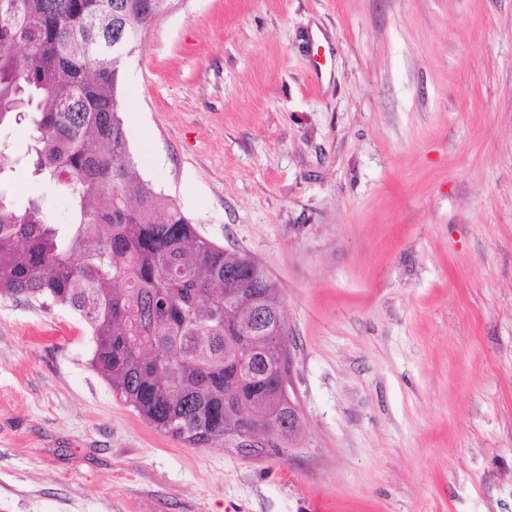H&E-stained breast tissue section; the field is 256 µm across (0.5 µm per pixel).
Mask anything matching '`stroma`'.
Here are the masks:
<instances>
[{
  "label": "stroma",
  "instance_id": "stroma-1",
  "mask_svg": "<svg viewBox=\"0 0 512 512\" xmlns=\"http://www.w3.org/2000/svg\"><path fill=\"white\" fill-rule=\"evenodd\" d=\"M119 104L277 284L302 431L187 446L69 309L0 295V512H512V0H173ZM260 434L262 444L259 448H246L244 450H239L238 448H235L238 452L248 455V456H255V457H275V458H281V459H288V456L290 455L291 449L294 447V440L289 445L290 448L285 447V445L288 443V428H282V429H276L275 426L269 425V426H262L261 429L258 431ZM273 448L275 450V454H278L279 448H281V455L274 456L272 455Z\"/></svg>",
  "mask_w": 512,
  "mask_h": 512
}]
</instances>
